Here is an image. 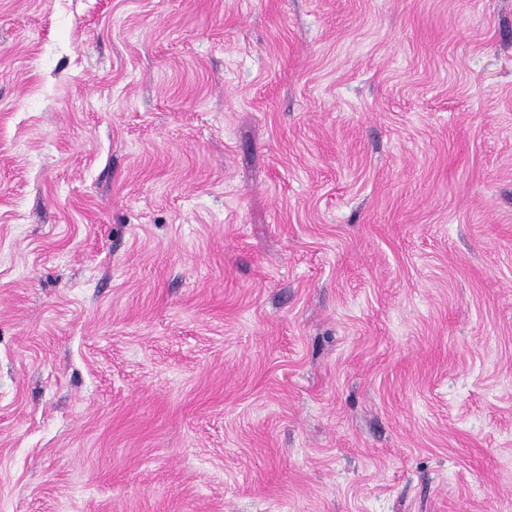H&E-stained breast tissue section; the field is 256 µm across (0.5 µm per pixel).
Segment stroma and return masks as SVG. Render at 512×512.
I'll return each instance as SVG.
<instances>
[{"label": "stroma", "instance_id": "obj_1", "mask_svg": "<svg viewBox=\"0 0 512 512\" xmlns=\"http://www.w3.org/2000/svg\"><path fill=\"white\" fill-rule=\"evenodd\" d=\"M0 512H512V0H0Z\"/></svg>", "mask_w": 512, "mask_h": 512}]
</instances>
